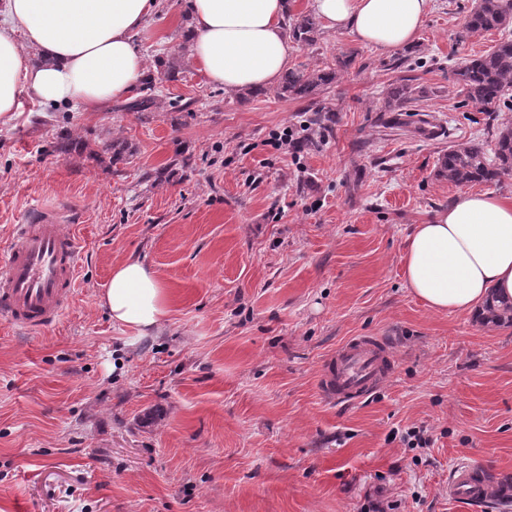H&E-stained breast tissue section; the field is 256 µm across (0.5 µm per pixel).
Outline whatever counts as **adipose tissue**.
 I'll return each mask as SVG.
<instances>
[{
    "mask_svg": "<svg viewBox=\"0 0 512 512\" xmlns=\"http://www.w3.org/2000/svg\"><path fill=\"white\" fill-rule=\"evenodd\" d=\"M432 0H310L326 29L383 51L411 46ZM156 0H0V117L20 94L99 112L144 75L135 46ZM288 0H187V44L207 79L228 91L274 85L288 67ZM412 294L436 312L468 314L489 293L512 299V202L466 192L414 225L403 255ZM101 302L113 324L151 332L168 313L163 282L142 259L115 267Z\"/></svg>",
    "mask_w": 512,
    "mask_h": 512,
    "instance_id": "ef3b65f1",
    "label": "adipose tissue"
}]
</instances>
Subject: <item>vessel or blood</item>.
<instances>
[{
    "instance_id": "b4317fda",
    "label": "vessel or blood",
    "mask_w": 512,
    "mask_h": 512,
    "mask_svg": "<svg viewBox=\"0 0 512 512\" xmlns=\"http://www.w3.org/2000/svg\"><path fill=\"white\" fill-rule=\"evenodd\" d=\"M78 239L74 212L64 205L30 209L14 227L13 243L0 250V317L28 331H45L70 308L77 282ZM393 356L379 336H353L324 363L319 384L336 403H354L373 394L391 373ZM448 496L480 503L512 499V473L481 464L457 467L448 478Z\"/></svg>"
}]
</instances>
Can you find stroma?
Wrapping results in <instances>:
<instances>
[{
	"instance_id": "stroma-1",
	"label": "stroma",
	"mask_w": 512,
	"mask_h": 512,
	"mask_svg": "<svg viewBox=\"0 0 512 512\" xmlns=\"http://www.w3.org/2000/svg\"><path fill=\"white\" fill-rule=\"evenodd\" d=\"M474 0H434L408 54L414 112H385L397 52L321 30L293 43L312 68L354 51L312 99L211 84L185 42L187 0H161L136 32L155 112H74L22 92L0 119V249L37 205L80 214L79 288L53 328L0 322V512H512L448 497V474L512 471V326L437 313L412 295L416 224L461 187L449 146L493 149L512 110L467 104L451 80L512 27L462 35ZM175 68L167 76V68ZM305 128L299 155L273 132ZM72 138L68 153L55 149ZM143 259L169 293L148 335L98 297ZM384 336L394 370L362 403L319 388L352 336ZM425 429L427 447L403 439Z\"/></svg>"
}]
</instances>
